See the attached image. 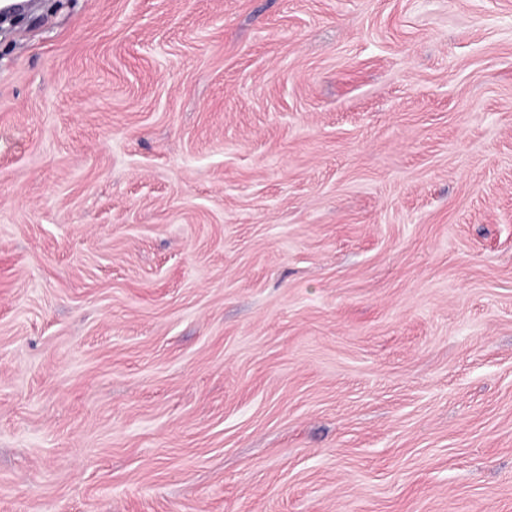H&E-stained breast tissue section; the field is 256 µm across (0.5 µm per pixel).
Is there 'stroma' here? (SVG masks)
<instances>
[{
    "label": "stroma",
    "instance_id": "1",
    "mask_svg": "<svg viewBox=\"0 0 512 512\" xmlns=\"http://www.w3.org/2000/svg\"><path fill=\"white\" fill-rule=\"evenodd\" d=\"M0 512H512V0L0 33Z\"/></svg>",
    "mask_w": 512,
    "mask_h": 512
}]
</instances>
